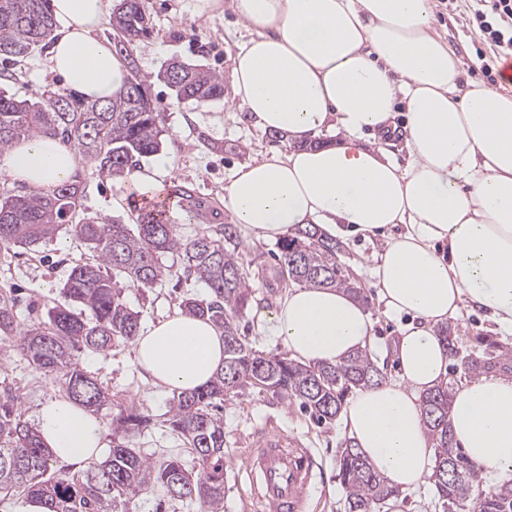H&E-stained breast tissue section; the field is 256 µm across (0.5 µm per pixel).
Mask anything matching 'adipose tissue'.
Returning a JSON list of instances; mask_svg holds the SVG:
<instances>
[{"label": "adipose tissue", "mask_w": 512, "mask_h": 512, "mask_svg": "<svg viewBox=\"0 0 512 512\" xmlns=\"http://www.w3.org/2000/svg\"><path fill=\"white\" fill-rule=\"evenodd\" d=\"M109 7L52 0L59 34L49 66L91 101L110 100L127 81L95 34ZM233 8L250 31L232 59L233 94L259 126L298 147L237 167L224 206L264 239L314 221L341 235L387 231L372 275L387 309L411 317L392 346L400 378L357 391L343 423L390 485L415 491L432 464L420 399L449 361L438 326L468 305L512 334V96L463 82L462 59L433 29V0H233ZM400 104L402 166L361 140L367 129L386 134ZM330 126L343 131L340 145L303 147ZM77 172L75 151L49 136L0 154V176L33 193L74 182ZM396 225L400 233L389 234ZM270 320L307 364H333L372 343L367 311L340 289H290ZM134 351L140 368L176 393L224 364L221 332L183 312L142 330ZM449 419L489 484L512 471V377L460 386ZM36 428L60 461L83 466L104 454L101 424L69 400L43 404Z\"/></svg>", "instance_id": "ef3b65f1"}]
</instances>
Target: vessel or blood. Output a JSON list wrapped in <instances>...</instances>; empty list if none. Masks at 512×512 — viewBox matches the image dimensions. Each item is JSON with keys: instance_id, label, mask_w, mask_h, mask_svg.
I'll list each match as a JSON object with an SVG mask.
<instances>
[{"instance_id": "obj_1", "label": "vessel or blood", "mask_w": 512, "mask_h": 512, "mask_svg": "<svg viewBox=\"0 0 512 512\" xmlns=\"http://www.w3.org/2000/svg\"><path fill=\"white\" fill-rule=\"evenodd\" d=\"M241 459L251 512H308L320 467L298 437L280 431L265 434L243 449Z\"/></svg>"}]
</instances>
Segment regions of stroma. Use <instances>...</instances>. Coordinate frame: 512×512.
I'll list each match as a JSON object with an SVG mask.
<instances>
[{"mask_svg": "<svg viewBox=\"0 0 512 512\" xmlns=\"http://www.w3.org/2000/svg\"><path fill=\"white\" fill-rule=\"evenodd\" d=\"M433 4L434 28L466 62L465 80L489 83L480 69L469 66L479 46L476 34L466 24L473 0H433ZM147 7L153 34L134 46L132 54L139 70L152 78L150 95L162 114L165 135L157 155L140 158L138 165L143 168L159 160L165 162L167 182L195 188L206 202V213L178 212L176 232L186 238L214 229L219 223H232L233 217L224 207V186L234 169L266 154L288 152L295 144L285 138H274L230 97L201 104L184 103L157 78L174 59L202 64L222 77H229L231 58L238 45L249 37L232 5L203 15L195 13L192 0H148ZM48 56L47 50L38 48L20 61L0 62V94L30 98L46 89H63L62 79L49 70ZM492 86L497 91L502 88L498 82ZM77 181L83 189L81 215L132 223L130 203L119 208L113 204L123 190L122 178L101 175L84 159ZM340 243L342 272L351 282L365 288L368 295L366 309L373 325L370 356L385 379H398L399 369L391 348L405 319L386 309L370 273L383 240L378 236L355 235L341 237ZM277 252V241L258 238L244 228H237L235 255L248 276L250 296L236 313L235 321L250 345L269 355L286 352L271 333L269 316L293 286L288 277L277 271ZM91 255L83 242L67 230H60L35 247L19 248L8 258H0V292L16 296L15 311L22 323L45 320L48 309L63 301L61 289L71 267ZM162 262L169 274L161 282L151 288L131 287L124 292L127 305L139 312L145 325L177 311L184 295L201 299L209 294L203 282L186 279L182 257L168 254ZM448 325L460 336L461 352L497 346L512 350V335L497 332L485 310L463 308L460 315L449 318ZM75 360L80 368L97 377L112 396L111 402L96 415L106 440L114 438L113 418L134 406L150 415L152 425L141 433L126 436V444L152 461L180 453L184 442L166 423L173 394L141 373L135 363L133 344L119 342L106 352L84 350L76 354ZM4 386L11 387L18 396L20 413L30 423L34 422L40 403L65 395L60 378L34 369L17 352L14 339L2 336L0 388ZM222 415L224 512H243L244 485L237 478L240 451L266 428L300 438L321 459L322 481L309 512H345L346 492L338 477V457L346 436L340 420L316 423L298 402L250 386L225 398Z\"/></svg>", "mask_w": 512, "mask_h": 512, "instance_id": "1", "label": "stroma"}]
</instances>
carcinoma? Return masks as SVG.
I'll return each mask as SVG.
<instances>
[{
  "instance_id": "carcinoma-1",
  "label": "carcinoma",
  "mask_w": 512,
  "mask_h": 512,
  "mask_svg": "<svg viewBox=\"0 0 512 512\" xmlns=\"http://www.w3.org/2000/svg\"><path fill=\"white\" fill-rule=\"evenodd\" d=\"M119 38L117 53L128 60L130 75L107 102H90L77 92L47 90L35 98L0 94V152L23 139L49 135L78 150L100 174L123 176L139 158L162 148L163 129L147 93L149 77L140 73L131 46L149 35L146 0H120L111 20ZM51 0H0V57L16 60L53 41ZM179 79L170 85L179 100L205 103L224 96L220 74L200 65L173 61ZM83 189L63 184L44 194L7 195L0 199V251L30 247L55 236L63 221L80 206ZM70 231L93 252L75 264L63 285L65 303L51 308L48 320L20 326L12 299L0 296V334L16 337V350L34 368L63 380L66 397L97 412L110 402L97 377L80 369L74 352L109 351L118 341L130 343L140 332V315L123 298L124 288H147L165 274L161 259L180 253L185 273L210 289L202 300L182 302L185 313L212 323L224 337V367L206 385L176 395L167 419L186 440L194 467L176 456L156 463L123 441L107 458L78 473L47 476L53 458L35 428L24 421L17 397L0 389V495L24 494L44 501L49 512H119V506L152 487L170 499H196L220 512L224 504V419L215 414L224 395L246 386L295 400L321 421L336 418L344 397L354 389L382 382L380 370L366 353L336 364L307 365L286 357L267 356L240 336L234 314L249 296L247 274L234 253L205 233L190 238L176 234L165 211L137 209L135 229L120 220L84 217ZM340 244L308 224L279 245L280 268L296 284L343 288L363 302L364 288L341 274ZM439 337L449 357L477 375L512 364V352L474 351L460 355L457 337L443 327ZM451 390L446 384L422 398L424 425L435 445L430 475L438 501L447 512L469 505L473 512H512V480L475 498L481 476L465 454L454 447L449 427ZM151 418L135 407L120 414L121 432L146 427ZM339 477L346 489L348 512H377L398 495L352 442L339 456Z\"/></svg>"
}]
</instances>
